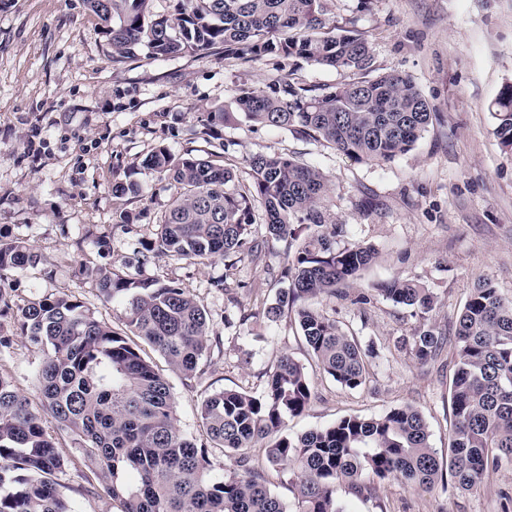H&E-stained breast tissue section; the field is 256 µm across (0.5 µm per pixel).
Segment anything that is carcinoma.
I'll list each match as a JSON object with an SVG mask.
<instances>
[{"mask_svg":"<svg viewBox=\"0 0 512 512\" xmlns=\"http://www.w3.org/2000/svg\"><path fill=\"white\" fill-rule=\"evenodd\" d=\"M151 0H85L112 47L124 58L138 46L151 57L203 54L298 56L337 71L368 72L373 55L360 35L336 27L327 0H178L172 16L155 15ZM238 109L249 121L322 141L358 163H387L410 151L433 112L411 78L387 72L345 82L329 92L285 79L267 91H241ZM495 134L512 151V84L491 104ZM178 185L144 245L185 259L224 258L225 287L253 243L254 212L262 209L269 238L285 244L288 287L266 309L274 322L294 313L309 354L338 384H366L374 351L363 350L315 298L343 296L374 259L363 244L336 245L343 225L325 208L329 184L318 168L283 155L246 160L242 182L230 168L160 146L144 161ZM311 232L301 238L295 225ZM37 261L18 239L0 234V273ZM104 302L130 294L126 324L186 378L196 376L210 350L206 311L175 281H136L107 267L88 270ZM376 291L396 305L426 314L434 297L420 283L394 279ZM20 333L47 347L35 374L41 404L95 470L119 512H345L336 485L360 494L363 479L392 478L413 489L450 480L463 490L486 471L512 462V301L488 279L472 288L455 322L457 358L450 382L452 433L442 460L423 416L410 405L372 418L344 417L294 437L282 434L287 416L302 414L312 386L306 368L288 355L268 375L265 391L222 390L201 402L200 418L215 448L244 455L267 439L266 460L295 476L294 508L245 466L217 477L202 445L183 434L173 414L168 380L130 339L77 298L44 296L20 308ZM443 343L428 328L412 337L415 361H432ZM67 459L48 435L42 415L0 372V512H73L57 476Z\"/></svg>","mask_w":512,"mask_h":512,"instance_id":"obj_1","label":"carcinoma"}]
</instances>
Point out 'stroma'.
Wrapping results in <instances>:
<instances>
[{"label":"stroma","instance_id":"stroma-1","mask_svg":"<svg viewBox=\"0 0 512 512\" xmlns=\"http://www.w3.org/2000/svg\"><path fill=\"white\" fill-rule=\"evenodd\" d=\"M328 6L337 25L369 43L374 69L410 76L433 112L415 147L391 162L358 163L236 113L244 89L264 90L285 78L330 91L361 80V73L281 54L228 56L220 47L159 60L142 47L116 61L84 0H0V231L26 241L38 257L6 271L0 286L11 289L16 310L37 297L75 296L120 332L126 329L122 298L102 302L82 266L189 290L206 310L215 341L197 376L185 379L148 344L140 350L172 387L178 427L208 446L219 475L234 471L236 462L209 447L198 416L202 399L224 389L262 394L285 354L305 364L313 388L308 409L286 417L285 433L410 404L426 419L433 448L446 453L450 338L459 312L480 278L512 300V154L495 136L490 110L512 83V0H329ZM220 106L236 118L210 128L207 115ZM159 146L209 158L239 175L257 154H287L325 172L327 208L346 229L339 244L376 251L349 297L314 302L362 348L373 349L363 388L345 389L317 367L293 316L267 319L266 307L288 282L284 245L267 237L263 212H256L253 227L260 257L239 263L231 288L216 285L224 276L219 256L142 261V245L176 192L144 165ZM128 180L142 191L124 204L132 223L119 224L112 185ZM396 278L429 288L433 310L421 316L374 294L377 284ZM361 293L368 303H353ZM16 310L0 317V334L10 339L0 347V371L37 409L34 376L45 352L21 335ZM425 324L449 341L435 362L422 366L410 340ZM46 430L68 459L58 481L74 512H119L71 438L51 419ZM336 497L347 512H512V466L489 472L468 491L439 483L415 491L389 480L362 497L340 485Z\"/></svg>","mask_w":512,"mask_h":512}]
</instances>
